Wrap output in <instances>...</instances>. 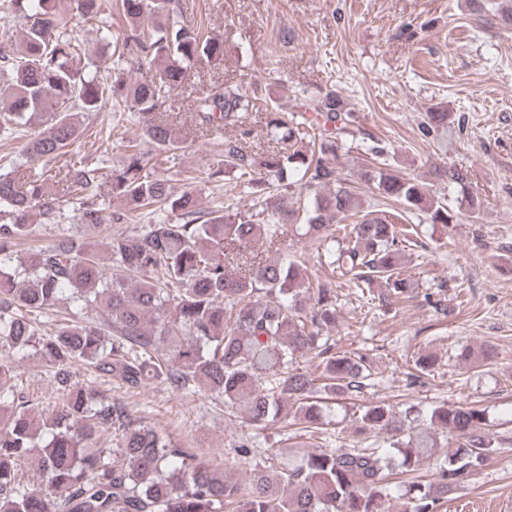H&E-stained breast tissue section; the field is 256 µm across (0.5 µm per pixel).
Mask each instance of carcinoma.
Masks as SVG:
<instances>
[{
	"mask_svg": "<svg viewBox=\"0 0 512 512\" xmlns=\"http://www.w3.org/2000/svg\"><path fill=\"white\" fill-rule=\"evenodd\" d=\"M58 2L0 3L20 27L16 37L11 23L0 25V143L30 128L19 158L49 162L76 143L79 115L109 100L137 118L141 133L126 141L123 162L110 173L112 194L123 205L113 212L89 200L100 174L83 160L65 165L56 196L45 171L24 183L0 173V512H439L496 452L475 406L410 405L398 412L382 402L360 404L352 422L374 438L368 447L310 452L295 465H257L240 483L132 418L101 390L102 379L127 391L148 381L190 395L208 390L253 426L289 423L311 436L323 433L314 393L353 400L371 386L373 370L364 356L336 351L329 336L336 327L334 289L311 282L302 256L282 250L283 223L297 213L290 189L307 194L300 236L315 246L324 270L362 293L378 285L369 300L381 307L412 298L403 258L417 229L384 210L333 227L355 209L335 166L342 139L355 136L352 112L334 93L314 105L312 119L267 113L282 148L258 159L246 150L256 97L221 84L203 90L194 98L198 125L239 131L224 139L212 176L236 175L259 206L233 221L222 209L201 210L192 190L174 193L155 175L153 152H180L184 140L152 114L197 62H223L224 42L205 37L197 23H160L171 0H120L130 29L115 46L112 68L157 71L149 82L112 79L82 62V40L64 27ZM79 3L100 42L111 44L99 0ZM447 120L446 112H427L420 131L433 137ZM144 140L153 152L144 151ZM440 175L468 189V169L451 164ZM363 177L406 212L424 213L433 224L457 221L414 179L375 167ZM64 197L79 198L76 231L19 254L18 242L34 231L32 208L53 224ZM134 217L147 223L99 247L95 237L108 225ZM63 300L69 311L61 317ZM30 350L44 357L57 384L51 410L13 376L14 357ZM311 355L316 374L296 365ZM75 365L91 370L80 384L71 382ZM103 436L115 438L117 448L100 447ZM438 447L444 451L435 479L410 478ZM28 460L40 477L35 487L22 469ZM397 467L406 489L395 495Z\"/></svg>",
	"mask_w": 512,
	"mask_h": 512,
	"instance_id": "obj_1",
	"label": "carcinoma"
}]
</instances>
